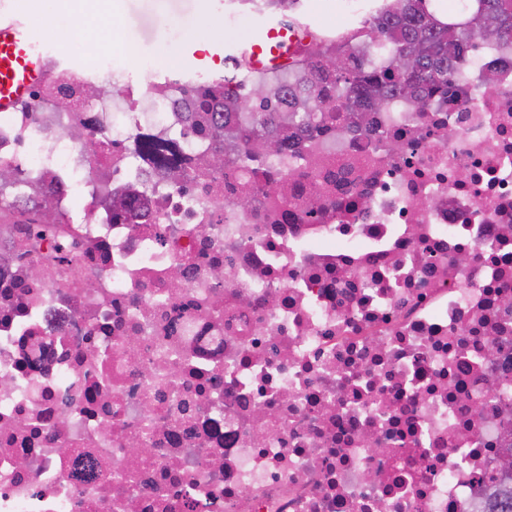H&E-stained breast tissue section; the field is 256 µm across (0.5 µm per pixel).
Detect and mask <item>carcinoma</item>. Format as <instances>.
<instances>
[{
    "label": "carcinoma",
    "mask_w": 512,
    "mask_h": 512,
    "mask_svg": "<svg viewBox=\"0 0 512 512\" xmlns=\"http://www.w3.org/2000/svg\"><path fill=\"white\" fill-rule=\"evenodd\" d=\"M430 0H376L365 28L348 34L366 59L360 64L341 44H322L286 68L259 74L255 95L270 101L288 94L286 108L247 112L234 95H224V140L242 141L247 163L277 153L279 133L316 132L334 120L357 130L367 113L381 112L393 97L411 101L417 112L433 106L432 91L448 88L460 55L477 37L512 43V0H462L446 13ZM336 95L315 93L321 83ZM487 512H512V447L503 449L498 473L490 478Z\"/></svg>",
    "instance_id": "1"
}]
</instances>
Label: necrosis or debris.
<instances>
[{"label": "necrosis or debris", "mask_w": 512, "mask_h": 512, "mask_svg": "<svg viewBox=\"0 0 512 512\" xmlns=\"http://www.w3.org/2000/svg\"><path fill=\"white\" fill-rule=\"evenodd\" d=\"M132 53L0 114V512H482L512 446V47L478 40L432 111L218 169L185 114L247 82Z\"/></svg>", "instance_id": "4bbe7bcc"}]
</instances>
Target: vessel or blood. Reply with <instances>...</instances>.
Here are the masks:
<instances>
[{
	"mask_svg": "<svg viewBox=\"0 0 512 512\" xmlns=\"http://www.w3.org/2000/svg\"><path fill=\"white\" fill-rule=\"evenodd\" d=\"M301 28L279 21L262 26L245 48L223 44L193 50L189 60L202 70L218 71L238 56H245L252 69L267 71L290 64L303 38ZM47 73L42 54L33 52L24 24H0V112L21 102L31 87Z\"/></svg>",
	"mask_w": 512,
	"mask_h": 512,
	"instance_id": "obj_1",
	"label": "vessel or blood"
}]
</instances>
